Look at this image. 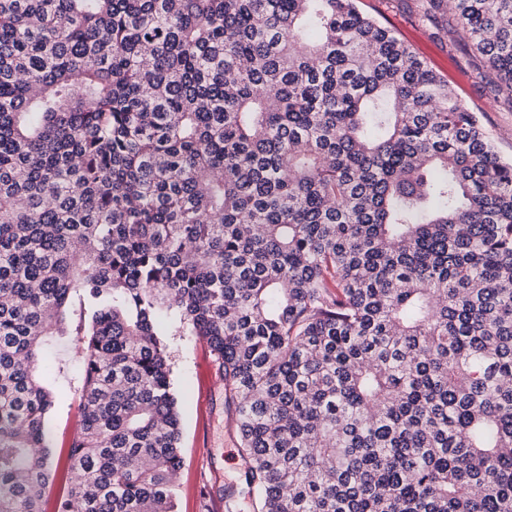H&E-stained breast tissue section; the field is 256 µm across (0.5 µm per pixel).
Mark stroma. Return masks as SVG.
Listing matches in <instances>:
<instances>
[{
	"instance_id": "35a3bbf8",
	"label": "stroma",
	"mask_w": 512,
	"mask_h": 512,
	"mask_svg": "<svg viewBox=\"0 0 512 512\" xmlns=\"http://www.w3.org/2000/svg\"><path fill=\"white\" fill-rule=\"evenodd\" d=\"M357 4L447 81L458 100L477 113L501 158L512 160V93L503 90L499 75L483 65L460 32L454 12L445 6L428 7L427 0H357ZM162 329L182 431L177 510L214 512L219 498L202 496L203 487L238 482L243 469L231 414L224 405V383L206 345L179 319L164 318ZM58 358L61 370L49 415L53 478L45 512H52L57 496L67 490V455L80 424V361L74 344L60 347Z\"/></svg>"
}]
</instances>
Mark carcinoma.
Returning a JSON list of instances; mask_svg holds the SVG:
<instances>
[{
	"label": "carcinoma",
	"instance_id": "cac0c4a2",
	"mask_svg": "<svg viewBox=\"0 0 512 512\" xmlns=\"http://www.w3.org/2000/svg\"><path fill=\"white\" fill-rule=\"evenodd\" d=\"M512 83V0H452ZM177 512L161 339L218 363L253 512H512V161L355 0H0V512ZM67 337L70 343L60 347L57 353L61 370L53 385L56 398L49 415L53 478L43 505L45 512H53L57 496L67 490L69 484L67 455L71 440L80 424L78 387L81 372L74 345L77 336Z\"/></svg>",
	"mask_w": 512,
	"mask_h": 512
}]
</instances>
